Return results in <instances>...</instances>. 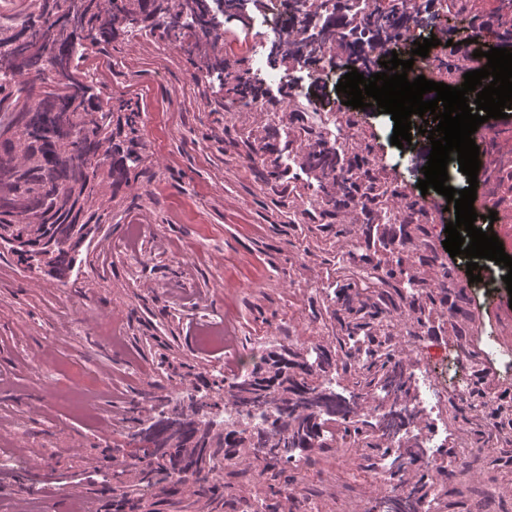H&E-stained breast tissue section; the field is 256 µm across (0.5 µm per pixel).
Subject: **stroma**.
Masks as SVG:
<instances>
[{
    "label": "stroma",
    "instance_id": "stroma-1",
    "mask_svg": "<svg viewBox=\"0 0 512 512\" xmlns=\"http://www.w3.org/2000/svg\"><path fill=\"white\" fill-rule=\"evenodd\" d=\"M105 96L131 101L141 114L139 134L149 161L112 202V221L101 225L78 273L67 283L23 270L0 255V512H79L73 493L95 512H112V493L85 481L90 471L111 473L112 459L128 453L125 416L132 396H175L223 368V351L198 343V318L232 313L240 320V353H261L289 336L316 332L308 298L320 287L335 252L304 254L288 234V215L275 205L285 190L246 166L236 144L254 126L236 96L195 78L186 45L158 35H118L90 57ZM270 98L302 89L326 101L338 119L357 118L353 131L386 166L406 202L424 204L434 245L455 213L445 197L425 204L413 156L391 145L388 115L346 106L336 85L305 81L278 66ZM142 236L140 254L122 251L130 226ZM455 292L467 299V350L455 336L427 342L450 387L485 388L512 401V369L479 370L486 345L512 350L495 322L512 315L506 288L485 305L486 292L470 283L466 261H447ZM121 320L126 333L113 344L105 330ZM502 448L474 461L448 481V512H512V489L489 485L512 474V426L489 423ZM325 512L352 508L374 492L361 483L317 480Z\"/></svg>",
    "mask_w": 512,
    "mask_h": 512
}]
</instances>
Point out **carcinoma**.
<instances>
[{"mask_svg":"<svg viewBox=\"0 0 512 512\" xmlns=\"http://www.w3.org/2000/svg\"><path fill=\"white\" fill-rule=\"evenodd\" d=\"M220 0H21L16 17L0 20V240L23 268L66 282L83 262L85 241L112 220V199L146 165L138 135L140 112L111 103L95 89L89 53L112 43L122 28L192 38L196 74L233 82L232 90L260 113L274 112L286 134L266 135L247 158L275 180L288 182L290 227L303 252H324L344 241L336 268L308 299L320 333L274 345L251 363L237 359L230 375L208 392L168 399L142 418L153 397L130 402L132 440L147 439L127 464L113 462L114 512H141L146 489L173 497L187 488L196 502L224 512H285L307 477L293 460L316 466L340 450L345 465L378 456L393 492L382 512H445L448 487L433 475L423 438L432 429L414 386L415 363L402 346L436 330L461 340L462 298L438 274L425 210L394 207L397 193L385 166L352 138L328 146L285 100L263 97L224 57ZM321 20L309 10L288 24V40L270 51V64L307 65L330 55L338 68L362 60L359 48H397L414 36L420 10L390 0L376 18L354 0H334ZM348 383L336 390V380ZM467 432L483 435L487 419L512 426V405L465 393Z\"/></svg>","mask_w":512,"mask_h":512,"instance_id":"carcinoma-1","label":"carcinoma"}]
</instances>
